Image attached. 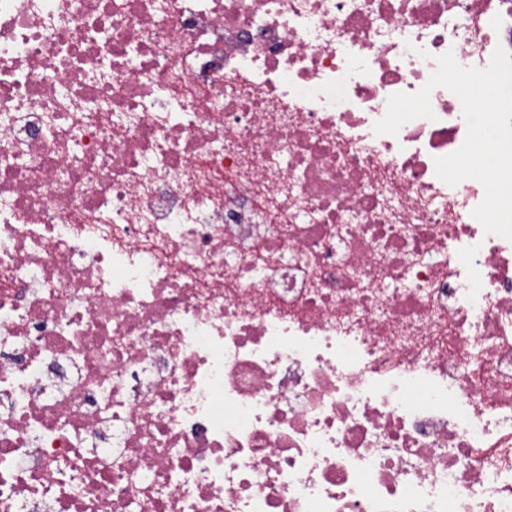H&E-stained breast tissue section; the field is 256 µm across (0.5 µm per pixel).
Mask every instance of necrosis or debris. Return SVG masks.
<instances>
[{"label":"necrosis or debris","mask_w":512,"mask_h":512,"mask_svg":"<svg viewBox=\"0 0 512 512\" xmlns=\"http://www.w3.org/2000/svg\"><path fill=\"white\" fill-rule=\"evenodd\" d=\"M512 0H0V512H512V241L387 99Z\"/></svg>","instance_id":"obj_1"}]
</instances>
